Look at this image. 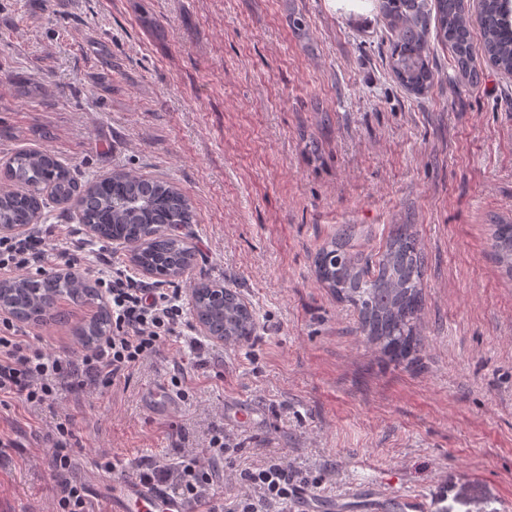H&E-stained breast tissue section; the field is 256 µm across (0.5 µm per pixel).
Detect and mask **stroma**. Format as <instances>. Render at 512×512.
<instances>
[{
    "instance_id": "obj_1",
    "label": "stroma",
    "mask_w": 512,
    "mask_h": 512,
    "mask_svg": "<svg viewBox=\"0 0 512 512\" xmlns=\"http://www.w3.org/2000/svg\"><path fill=\"white\" fill-rule=\"evenodd\" d=\"M390 40L381 0H0V160L38 149L84 184L115 171L176 184L197 216L178 288L224 285L259 317L205 359L177 338L126 382L0 408L16 442L0 454V512H51L61 413L97 512L142 460L179 461L219 430L238 444L213 471L220 497L274 455L321 477L304 487L318 512H393L407 496L512 512V279L489 240L512 222V75L483 64L462 83L433 39L434 80L415 95L392 75ZM347 224L364 260L394 225L418 233L412 362L377 353L316 277L315 253ZM57 311L28 335L79 350L97 305L63 297ZM178 362L188 395L155 415L146 394ZM112 457L121 466L101 469Z\"/></svg>"
}]
</instances>
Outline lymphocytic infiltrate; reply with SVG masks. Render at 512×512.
<instances>
[{
  "instance_id": "f902f5d3",
  "label": "lymphocytic infiltrate",
  "mask_w": 512,
  "mask_h": 512,
  "mask_svg": "<svg viewBox=\"0 0 512 512\" xmlns=\"http://www.w3.org/2000/svg\"><path fill=\"white\" fill-rule=\"evenodd\" d=\"M77 271L95 282L107 300L112 330L99 342L84 347L76 356L57 353L9 318L0 319V406L19 402L41 406L71 386L117 385L166 342L184 336L189 323L178 289L153 287L113 264L99 252L94 261L82 264L66 246L55 240L52 226L34 224L23 236H0V273L41 274L48 270ZM55 468L60 479L58 512H90L82 484L71 476L67 453L73 436L69 416L55 425ZM236 450L223 432L212 434L200 455L177 462L148 460L136 470L137 479L155 487H173L192 512H288L299 493L297 475L280 457L241 469L240 494L231 500L211 490L210 467Z\"/></svg>"
}]
</instances>
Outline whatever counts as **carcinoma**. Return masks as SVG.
I'll use <instances>...</instances> for the list:
<instances>
[{
    "instance_id": "obj_1",
    "label": "carcinoma",
    "mask_w": 512,
    "mask_h": 512,
    "mask_svg": "<svg viewBox=\"0 0 512 512\" xmlns=\"http://www.w3.org/2000/svg\"><path fill=\"white\" fill-rule=\"evenodd\" d=\"M431 16L427 0H383L382 11L393 33L390 67L396 81L414 94L425 92L434 75L429 65L428 35L436 22V38L452 50L461 80H478L469 9L466 0H436ZM478 22L486 63L512 74V23L505 17L503 0H479ZM0 182L10 188L0 192V224H32L46 208L43 190L75 214L81 224H96L100 239L134 241L149 238L142 261L161 282L176 277L191 251L177 227L188 223L193 207L175 185L160 180L115 172L82 185L69 167L47 151L19 150L0 168ZM348 230L324 246L315 258L317 275L336 299L359 313V331L391 362L413 360L423 348L417 324L423 309L424 258L413 225L398 224L385 250L370 272L348 247ZM492 255L512 277V224H495ZM44 294L77 301L94 299L71 273H46L22 277L6 292L4 304L26 315L40 313ZM224 336L248 339L256 334L258 316L240 305L239 294L224 293ZM109 332V318H100L80 332L90 343Z\"/></svg>"
}]
</instances>
